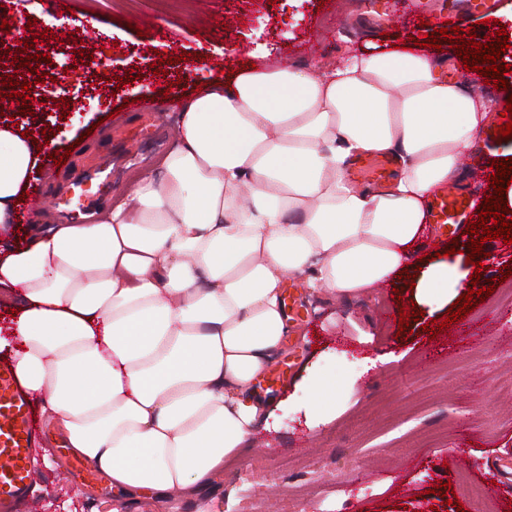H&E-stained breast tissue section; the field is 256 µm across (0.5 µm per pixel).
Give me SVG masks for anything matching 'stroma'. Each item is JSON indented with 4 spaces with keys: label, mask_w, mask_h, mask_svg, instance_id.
<instances>
[{
    "label": "stroma",
    "mask_w": 512,
    "mask_h": 512,
    "mask_svg": "<svg viewBox=\"0 0 512 512\" xmlns=\"http://www.w3.org/2000/svg\"><path fill=\"white\" fill-rule=\"evenodd\" d=\"M78 2L29 0L26 6L33 32L23 40L46 53L40 71L52 78L66 72L64 89L0 65L1 80L23 76L31 83L30 112L15 113V120L24 130L47 129L50 140L45 169L29 186L45 197L46 209L29 213L18 234L0 239L6 247L23 241L29 223L66 222L118 200L169 149V118L204 74L220 76L240 60L260 67L310 59L333 64L354 47L388 48L423 38L429 26L464 29L484 18L451 9V0H378L373 8L367 0H106L100 20L112 34L87 42ZM139 27L146 36L136 35ZM46 29L54 40L41 38ZM81 48L99 68H80ZM186 51L192 60H182ZM174 56L179 64H171ZM156 63L163 74H154ZM128 73L134 82L118 87ZM62 97L70 102L65 112L57 104ZM54 152L68 153L67 164H55ZM107 154L108 186L95 174ZM488 247L498 258L482 276L497 281L496 290L468 314L469 332L451 326L433 340L422 327L443 321V311L425 312L399 333L392 284L343 303L294 281L307 313L254 389L266 399L286 398L303 369L318 362L340 382L358 375L348 408L315 430L303 414L280 413L276 429L253 434L240 465L181 498L179 512H197L200 499L211 512H512V400L498 391L512 377V304L504 300L512 276L503 275L512 244L496 239ZM385 351L395 360L363 370V358ZM278 368L287 372L281 383L271 380ZM40 430L51 464L33 468L27 512H60L68 499L78 512H159L152 497L116 491L88 466L73 468L60 429L44 424ZM461 473L482 495L445 504L435 485Z\"/></svg>",
    "instance_id": "stroma-1"
}]
</instances>
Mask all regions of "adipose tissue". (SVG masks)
<instances>
[{
	"mask_svg": "<svg viewBox=\"0 0 512 512\" xmlns=\"http://www.w3.org/2000/svg\"><path fill=\"white\" fill-rule=\"evenodd\" d=\"M445 67L433 52L361 47L208 80L125 201L0 250V354L73 455L176 512L177 493L241 461L272 416L252 387L291 331L290 277L348 302L408 272L419 312L467 292L460 262L419 253L432 189L460 185L499 104ZM366 153L394 158L386 189L347 180ZM39 159L0 123V233ZM294 389L309 428L345 408L319 364Z\"/></svg>",
	"mask_w": 512,
	"mask_h": 512,
	"instance_id": "ef3b65f1",
	"label": "adipose tissue"
}]
</instances>
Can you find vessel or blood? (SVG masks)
Wrapping results in <instances>:
<instances>
[{"label":"vessel or blood","mask_w":512,"mask_h":512,"mask_svg":"<svg viewBox=\"0 0 512 512\" xmlns=\"http://www.w3.org/2000/svg\"><path fill=\"white\" fill-rule=\"evenodd\" d=\"M391 157L374 155L356 160L353 172L362 185L381 188L391 174ZM473 202L458 187L433 190L429 221L435 233H455L468 218ZM37 432L31 400L13 366L0 363V512H17L30 478Z\"/></svg>","instance_id":"b4317fda"}]
</instances>
